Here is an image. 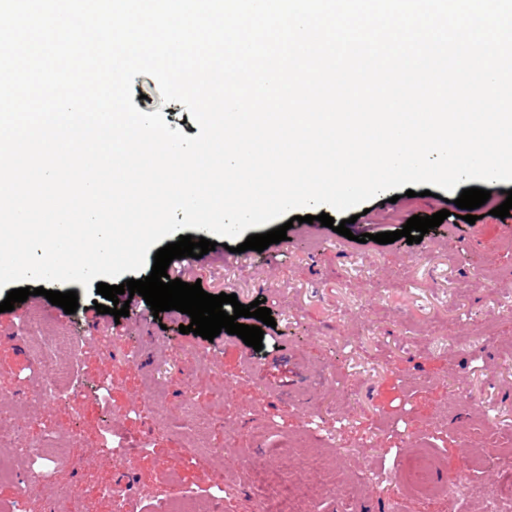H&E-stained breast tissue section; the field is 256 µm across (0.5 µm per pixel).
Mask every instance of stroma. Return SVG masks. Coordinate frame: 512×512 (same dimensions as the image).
I'll return each instance as SVG.
<instances>
[{
    "label": "stroma",
    "instance_id": "obj_1",
    "mask_svg": "<svg viewBox=\"0 0 512 512\" xmlns=\"http://www.w3.org/2000/svg\"><path fill=\"white\" fill-rule=\"evenodd\" d=\"M142 92L140 111H162L170 127L198 135L186 109L163 104L157 84ZM457 197L442 189L394 203L373 198L348 238L317 222L312 207L313 223L294 224L264 251L219 245L199 258L185 282L271 309L275 324L259 351L225 332L211 341L180 333L190 316L153 315L139 295L129 316L97 313L96 291L77 282L75 313L42 296L29 297L26 313H0V419L69 449L39 495L24 497L21 480L0 481V504L112 512L103 493L112 486L133 512H169L186 494L198 512H252L241 479L220 464L250 452L290 473L298 462L283 449L304 436L336 451V483L312 499L311 512H478L481 489L506 476L502 466L472 472L471 493L451 502L408 495L401 469L421 438L441 460L425 479L445 480L462 451L512 435V223H468ZM443 209L447 219L420 243L372 239ZM365 233L369 241L359 242ZM30 312L45 318V343L61 326L79 350L65 391L47 407L37 400L48 372L31 352ZM177 371L185 381L168 382ZM482 410L492 433L478 429ZM129 454L131 470L122 465Z\"/></svg>",
    "mask_w": 512,
    "mask_h": 512
}]
</instances>
